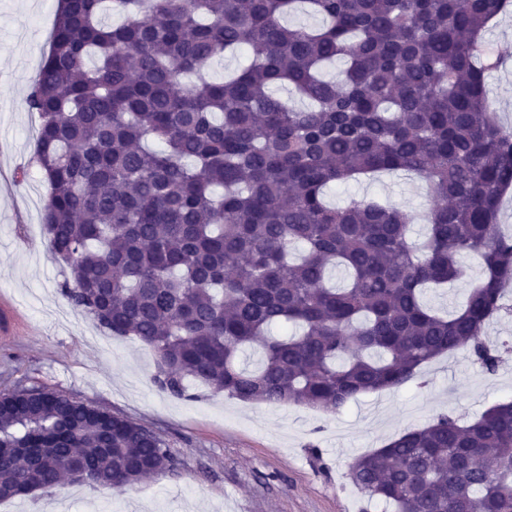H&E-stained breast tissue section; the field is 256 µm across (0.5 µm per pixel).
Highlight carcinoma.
<instances>
[{
  "label": "carcinoma",
  "instance_id": "1",
  "mask_svg": "<svg viewBox=\"0 0 512 512\" xmlns=\"http://www.w3.org/2000/svg\"><path fill=\"white\" fill-rule=\"evenodd\" d=\"M512 0H58L27 99L41 123L46 246L72 306L156 355L154 382L337 413L449 351L494 372L484 326L512 311V133L485 94L487 24ZM304 10L317 27L292 26ZM122 17L113 25L106 14ZM246 49L222 81L206 68ZM341 78H323L329 63ZM286 87L304 109L275 94ZM423 179L427 232L403 206L336 183ZM480 260L450 314L423 301ZM152 430L67 394L0 393V500L67 476L121 491L175 472ZM393 512H512V400L443 414L356 457Z\"/></svg>",
  "mask_w": 512,
  "mask_h": 512
}]
</instances>
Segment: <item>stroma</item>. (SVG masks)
I'll return each instance as SVG.
<instances>
[{
    "mask_svg": "<svg viewBox=\"0 0 512 512\" xmlns=\"http://www.w3.org/2000/svg\"><path fill=\"white\" fill-rule=\"evenodd\" d=\"M57 0H0V392L42 387L125 416L158 434L179 458L178 474L144 478L121 491L123 512H378L348 478V465L396 434L448 414L471 421L512 399V356L486 372L457 351L424 365L396 390L360 395L338 413L225 398L205 387L176 398L153 381L156 359L134 338L103 345L96 323L61 292L66 265L43 244L47 187L34 160L26 107L49 49ZM485 40L502 64L486 77L488 100L512 130V12ZM390 201L414 217L422 237L429 201L421 181L383 174L328 193ZM108 490L68 482L0 502V512H100Z\"/></svg>",
    "mask_w": 512,
    "mask_h": 512,
    "instance_id": "35a3bbf8",
    "label": "stroma"
}]
</instances>
